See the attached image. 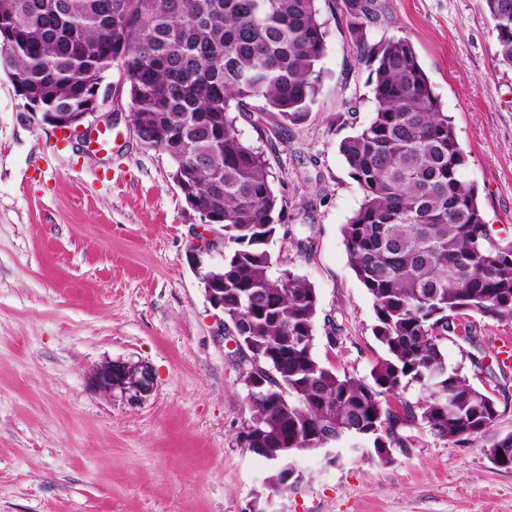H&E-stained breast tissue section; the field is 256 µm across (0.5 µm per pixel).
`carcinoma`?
<instances>
[{
  "mask_svg": "<svg viewBox=\"0 0 512 512\" xmlns=\"http://www.w3.org/2000/svg\"><path fill=\"white\" fill-rule=\"evenodd\" d=\"M318 0H0V34L14 43L0 69L46 112L79 109L90 88L120 73L131 123L165 153L194 211L224 234V321L248 320L252 358L239 438L274 464L313 436L361 448H404L401 429L423 423L458 444L498 419V406L450 367L445 343L459 312L512 319V240L495 238L467 158L410 41L375 40L380 0H337L354 65L370 70V121L339 152L362 192L343 225L346 252L373 303L385 357L367 381L314 352L315 289L289 269L272 275L270 249L285 215L265 151L238 122L267 133L304 120L322 81L327 31ZM496 55L512 67V0H482ZM306 343L281 350L285 337ZM416 387L421 398L389 399ZM512 448V432L486 449Z\"/></svg>",
  "mask_w": 512,
  "mask_h": 512,
  "instance_id": "1",
  "label": "carcinoma"
}]
</instances>
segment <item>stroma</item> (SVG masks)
I'll return each mask as SVG.
<instances>
[{"label": "stroma", "instance_id": "stroma-1", "mask_svg": "<svg viewBox=\"0 0 512 512\" xmlns=\"http://www.w3.org/2000/svg\"><path fill=\"white\" fill-rule=\"evenodd\" d=\"M381 3L375 37L410 41L487 223L512 238V67L497 59L481 0ZM319 8L320 92L267 154L290 228L271 250L316 291L320 361L366 379L385 352L348 264L342 226L362 194L338 144L372 116L369 71L353 65L334 0ZM99 112L112 118L106 143L60 142L0 71V512H512V469L485 454L512 432V361L500 349L512 320L474 311L459 317L471 340L445 349L495 399L491 428L459 445L415 424L389 463L305 452L298 483H268L271 466L239 441L246 390L191 263L198 216L128 111L108 100ZM111 360L148 363L150 395L131 403L95 389Z\"/></svg>", "mask_w": 512, "mask_h": 512}]
</instances>
